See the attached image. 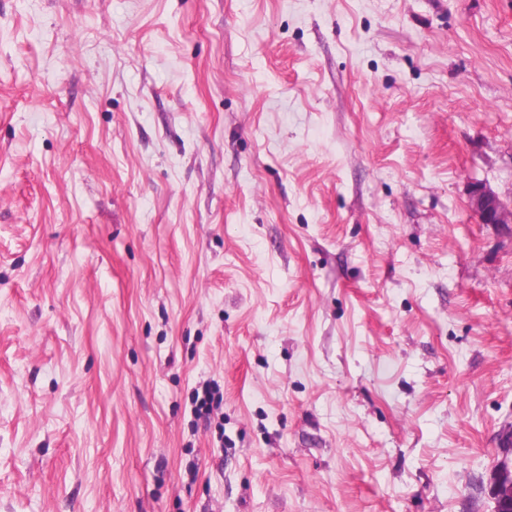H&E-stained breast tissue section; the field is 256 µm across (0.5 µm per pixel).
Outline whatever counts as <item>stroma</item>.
Instances as JSON below:
<instances>
[{"instance_id": "35a3bbf8", "label": "stroma", "mask_w": 512, "mask_h": 512, "mask_svg": "<svg viewBox=\"0 0 512 512\" xmlns=\"http://www.w3.org/2000/svg\"><path fill=\"white\" fill-rule=\"evenodd\" d=\"M476 182L512 0H0V512H494Z\"/></svg>"}]
</instances>
